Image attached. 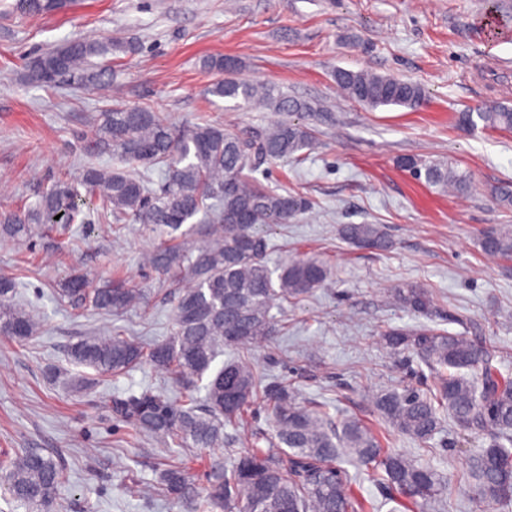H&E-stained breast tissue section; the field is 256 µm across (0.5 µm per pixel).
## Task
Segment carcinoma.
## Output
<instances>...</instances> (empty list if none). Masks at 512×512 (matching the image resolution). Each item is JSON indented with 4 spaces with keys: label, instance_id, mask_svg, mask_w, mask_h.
Masks as SVG:
<instances>
[{
    "label": "carcinoma",
    "instance_id": "carcinoma-1",
    "mask_svg": "<svg viewBox=\"0 0 512 512\" xmlns=\"http://www.w3.org/2000/svg\"><path fill=\"white\" fill-rule=\"evenodd\" d=\"M74 0H16L23 14H55ZM133 53L135 44L116 40L73 41L29 61L30 79L54 86L62 79L102 88L106 71L92 59L114 51ZM336 85L345 96L376 109L422 107L425 92L417 84L364 70L339 68ZM210 93L236 101L238 107L277 112H318L313 103L288 96L260 81L231 76L215 83ZM463 128L477 124L512 131V109L494 106L458 118ZM95 155L117 156L129 168L88 167L81 185L60 180L37 202L0 214V242H27L42 224H56L68 233L82 201L78 187L97 202V215L114 224L139 222L149 226L158 244L147 263L167 276L177 290L171 336L143 345L115 328L108 336H89L70 345L67 356L76 366L99 376L125 374L143 363L163 370L183 389L178 399L143 390L112 399V416L147 437H160L170 447L215 448L224 443V424L240 420L257 394L270 410L274 429L272 449L253 448L217 462L206 474L207 486L195 487L184 463L160 472L159 483L171 498L183 499L193 512H366L363 500L339 465L345 452L403 495L411 512H427L446 488L441 474L401 451L385 452L358 419L340 422L314 405H303L285 382L259 387L245 359L218 361L222 349L245 353L276 332L271 305L311 294L328 279V268L314 256L302 255L272 269L265 261L270 243L261 226L286 224L310 208L299 194L280 193L257 181L253 173L269 162L288 161L312 148L314 136L300 123L281 121L243 139L212 123L178 130L164 115L139 106L101 112L86 132ZM401 166L425 175L432 185L466 188L450 168L420 164L412 158ZM161 168L158 188L147 185L135 168ZM342 238L357 247L385 251L386 232L377 224H345ZM490 256H512V229L492 230L480 239ZM15 282L0 276V335L25 344L38 324L12 302ZM55 295L101 314L122 312L141 301V293L123 278L90 284L75 271L59 281ZM396 305L419 316H433L426 289L398 285L387 291ZM394 351H411L437 374L426 393L414 388L387 389L374 396V407L397 432L425 444L439 430L440 414L448 412L468 430L490 431L487 446L470 459L468 475L480 499L512 501V381L499 376L488 350L461 334L426 326L384 333ZM204 396H198L199 392ZM66 468L50 454L24 449L0 460V481L20 506L49 512L56 501Z\"/></svg>",
    "mask_w": 512,
    "mask_h": 512
}]
</instances>
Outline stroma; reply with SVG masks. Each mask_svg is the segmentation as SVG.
Listing matches in <instances>:
<instances>
[{"label":"stroma","mask_w":512,"mask_h":512,"mask_svg":"<svg viewBox=\"0 0 512 512\" xmlns=\"http://www.w3.org/2000/svg\"><path fill=\"white\" fill-rule=\"evenodd\" d=\"M14 2L0 0V212L27 207L58 180H79L88 163L119 166L88 155L82 140L91 118L114 106L154 108L181 129L208 121L245 135L282 120L308 126L312 149L256 174L312 203L296 220L267 228L266 261L274 268L308 253L330 277L299 302L273 304L282 331L252 347L248 362L262 376L288 379L300 401L323 403L334 418H361L382 448L435 465L447 488L431 512H512V502H479L465 479L486 434L446 415L421 446L386 429L372 404L377 392L434 382L416 357L386 347L383 334L393 327L427 324L476 338L512 378V256H487L479 244L487 231L512 228V204L498 193L512 183V132L456 123L468 109L512 108V0H76L66 13L31 17L17 14ZM88 36L140 46L102 60L106 93L75 81H30V58ZM210 57L234 60L237 78L275 84L324 109L234 108L207 92L220 78L203 66ZM339 68L414 82L427 102L416 110L351 102L333 79ZM407 157L457 171L467 189L451 193L416 179L400 165ZM83 211L74 237L53 229L19 247L0 242V275L19 278L17 301L39 324L23 345L0 335V451L38 449L65 464L57 512H187L176 500L131 492L132 480L155 483L171 452L111 411L114 397L164 388L163 372L145 364L80 392L66 385L82 372L67 357L70 344L114 327L138 341L165 340L175 304L162 274L144 262L154 234L135 223L114 230L91 201ZM344 224L383 225L393 246L354 248L339 234ZM75 266L96 281L127 277L144 306L98 315L59 303L54 288ZM405 284L427 289L431 320L387 299V288ZM272 434L266 404L255 402L243 424L225 427L222 447L191 451L197 486H205L210 461L266 448ZM341 466L378 512H405L401 496L373 473L348 459Z\"/></svg>","instance_id":"35a3bbf8"}]
</instances>
